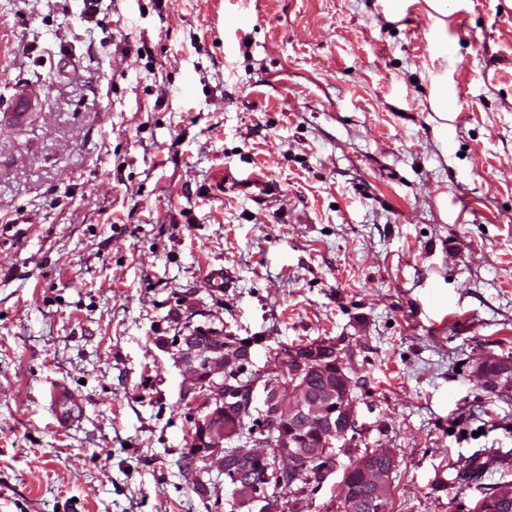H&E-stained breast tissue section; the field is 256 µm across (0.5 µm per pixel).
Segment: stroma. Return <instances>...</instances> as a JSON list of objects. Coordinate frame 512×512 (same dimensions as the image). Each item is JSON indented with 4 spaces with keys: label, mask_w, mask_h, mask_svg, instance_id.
I'll use <instances>...</instances> for the list:
<instances>
[{
    "label": "stroma",
    "mask_w": 512,
    "mask_h": 512,
    "mask_svg": "<svg viewBox=\"0 0 512 512\" xmlns=\"http://www.w3.org/2000/svg\"><path fill=\"white\" fill-rule=\"evenodd\" d=\"M187 322L338 342L392 512L512 482V0H0V512H230ZM494 359V356H488L480 361L476 369V378L490 395L502 400H511L512 362H503L494 371L487 370L485 364L492 362ZM49 400L53 407L54 418L60 425H69L80 416L81 405L74 401L65 385L52 384L49 389Z\"/></svg>",
    "instance_id": "35a3bbf8"
}]
</instances>
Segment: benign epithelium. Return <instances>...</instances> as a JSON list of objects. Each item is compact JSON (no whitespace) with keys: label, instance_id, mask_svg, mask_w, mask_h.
I'll return each instance as SVG.
<instances>
[{"label":"benign epithelium","instance_id":"benign-epithelium-1","mask_svg":"<svg viewBox=\"0 0 512 512\" xmlns=\"http://www.w3.org/2000/svg\"><path fill=\"white\" fill-rule=\"evenodd\" d=\"M331 340H319L286 359L270 355L267 367L246 375L251 345L217 327L185 323L174 358L193 392L189 447L210 467L235 473L231 482L241 512L265 502L252 485V467H265L270 484L303 477L317 488L331 474V449L350 458L348 472L359 475L366 498L343 479V510L359 512L363 500L385 502L392 491L396 455L390 448L360 450L358 381ZM480 361L476 378L491 395L512 399V362L493 371ZM317 432L322 450L309 447L307 429Z\"/></svg>","mask_w":512,"mask_h":512}]
</instances>
